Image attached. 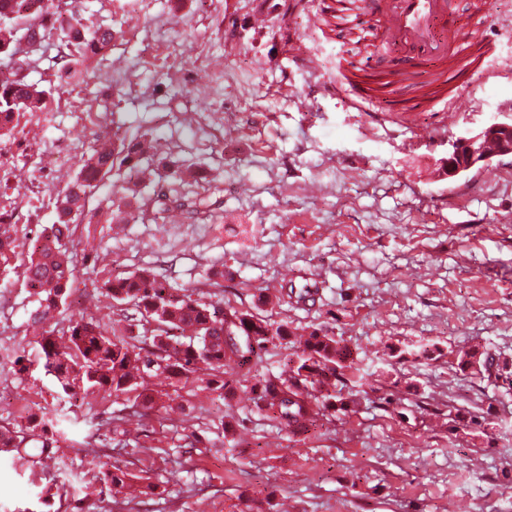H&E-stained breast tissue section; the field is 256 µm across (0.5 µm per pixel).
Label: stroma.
Here are the masks:
<instances>
[{"label":"stroma","instance_id":"35a3bbf8","mask_svg":"<svg viewBox=\"0 0 512 512\" xmlns=\"http://www.w3.org/2000/svg\"><path fill=\"white\" fill-rule=\"evenodd\" d=\"M65 9L114 38L69 84L56 81L57 38L32 55L27 79L47 90L46 108L0 131L13 152L0 161L13 237L54 223L56 191L97 139L135 132L157 140L152 166L206 169L207 182L185 179L170 195L204 199L211 213L194 221L173 206L152 223L79 224L87 261L73 309L121 320L92 283L142 268L188 291L220 272L221 299L239 308L259 290L311 283L314 300L280 304L274 319L357 346L360 367L393 396L293 437L246 393L221 400L162 385L166 411L128 416L110 462L156 482L175 468L194 490L140 496L137 512H512V394L455 360L478 343L512 357V157L452 180L442 166L449 136L512 115V0H495L469 59L475 69L493 61L503 76L463 112L389 111L423 95L436 60L378 87L370 111L348 108L331 85L376 81L377 59L334 15L311 26L305 0H67ZM292 36L301 58L288 52ZM179 71L187 78L175 95ZM19 263L0 267V290L14 301L0 332V421L24 405L61 409L70 442L29 469L1 457L0 512H43L48 479L63 503L82 496L98 425L115 405L96 395L60 402L35 365L16 374L17 357L35 356ZM404 345L410 356L387 364ZM452 405L485 424L450 441ZM203 418L232 422L234 436L215 429L207 447L180 452Z\"/></svg>","mask_w":512,"mask_h":512}]
</instances>
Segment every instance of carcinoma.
Returning <instances> with one entry per match:
<instances>
[{
    "instance_id": "carcinoma-1",
    "label": "carcinoma",
    "mask_w": 512,
    "mask_h": 512,
    "mask_svg": "<svg viewBox=\"0 0 512 512\" xmlns=\"http://www.w3.org/2000/svg\"><path fill=\"white\" fill-rule=\"evenodd\" d=\"M59 13L60 0H0V60L7 61L8 70L0 79V129L22 113L34 116L44 109L46 91L27 81L23 66L12 65L18 53V25L26 22L31 38L43 39L55 30L51 19ZM113 37L110 28L88 32L77 15H70L58 44V54L66 62L58 80L69 83L84 59L110 44ZM152 148L136 138L103 139L82 160L76 176L57 192L56 224L28 246L22 271L23 285L35 304L31 321L44 324L63 314L60 305L71 296L78 265V255L68 248L71 225L81 223L89 198L114 169L138 173ZM7 233L8 229H0V263L5 266L17 248ZM93 286L116 304L133 308L142 332L135 335L131 324L116 329L73 311L67 327L36 337L43 368L64 399L98 392L104 399L122 401L125 411H159L164 408L161 396L148 387V379L162 376L173 384L202 382L225 400L234 395L233 388L223 382L227 367L246 365L256 350L288 339L296 348V360L278 376L256 370L242 385L259 410L273 413L279 430L298 436L321 417L330 415L339 421L356 411L359 399L375 391L370 373L358 366L356 348L324 329L292 339L288 321L261 314V307L269 304L262 295L249 309L225 308L218 301L181 294L148 270L95 281ZM456 360L459 371L486 373L497 387L512 390L511 360L496 358L479 345L458 350ZM59 424L45 411L29 410L18 421L0 424V452L25 462L48 456L65 436ZM473 424H480L477 415L449 406L450 434ZM95 477L118 494L132 474L114 465L98 470Z\"/></svg>"
}]
</instances>
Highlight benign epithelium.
I'll return each instance as SVG.
<instances>
[{"instance_id":"7a95c632","label":"benign epithelium","mask_w":512,"mask_h":512,"mask_svg":"<svg viewBox=\"0 0 512 512\" xmlns=\"http://www.w3.org/2000/svg\"><path fill=\"white\" fill-rule=\"evenodd\" d=\"M488 139L498 142V155H512V118L507 121L494 119L476 132L448 140V157L443 161L448 178L453 179L488 165L490 157L483 149L484 141Z\"/></svg>"}]
</instances>
